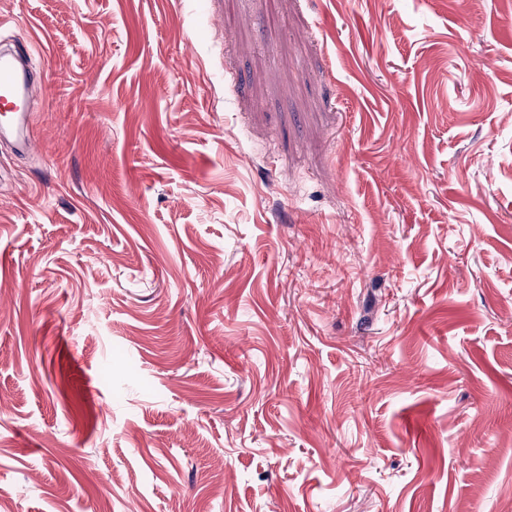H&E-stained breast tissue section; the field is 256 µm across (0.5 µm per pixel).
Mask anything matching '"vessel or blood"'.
Segmentation results:
<instances>
[{"mask_svg": "<svg viewBox=\"0 0 512 512\" xmlns=\"http://www.w3.org/2000/svg\"><path fill=\"white\" fill-rule=\"evenodd\" d=\"M41 76L33 67V47L16 39L0 45V133L20 152H31L34 113L31 92Z\"/></svg>", "mask_w": 512, "mask_h": 512, "instance_id": "b4317fda", "label": "vessel or blood"}]
</instances>
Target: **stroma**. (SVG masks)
Here are the masks:
<instances>
[{
  "instance_id": "1",
  "label": "stroma",
  "mask_w": 512,
  "mask_h": 512,
  "mask_svg": "<svg viewBox=\"0 0 512 512\" xmlns=\"http://www.w3.org/2000/svg\"><path fill=\"white\" fill-rule=\"evenodd\" d=\"M0 16V512H512L505 0ZM33 46L20 39L0 47V132L10 135L22 153L32 151V89L42 77L33 67Z\"/></svg>"
}]
</instances>
